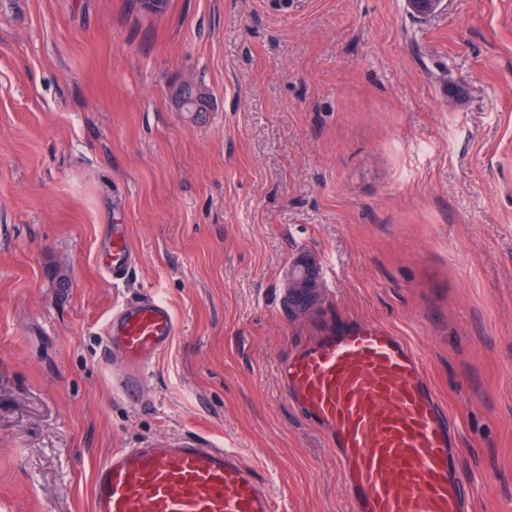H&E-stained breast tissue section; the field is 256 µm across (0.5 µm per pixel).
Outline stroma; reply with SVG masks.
<instances>
[{
    "label": "stroma",
    "instance_id": "obj_1",
    "mask_svg": "<svg viewBox=\"0 0 512 512\" xmlns=\"http://www.w3.org/2000/svg\"><path fill=\"white\" fill-rule=\"evenodd\" d=\"M296 255L333 277L293 318ZM149 294L177 331L132 403L105 327ZM362 320L424 356L472 512H512V0H0V512H92L112 449L183 435L347 512L275 365ZM177 106L181 112H204L205 94L197 87L184 89L178 96ZM109 253L111 260L105 265V270L112 273V277L122 276L129 268L131 256L125 237L119 231L112 234Z\"/></svg>",
    "mask_w": 512,
    "mask_h": 512
}]
</instances>
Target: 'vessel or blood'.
Masks as SVG:
<instances>
[{
	"instance_id": "1",
	"label": "vessel or blood",
	"mask_w": 512,
	"mask_h": 512,
	"mask_svg": "<svg viewBox=\"0 0 512 512\" xmlns=\"http://www.w3.org/2000/svg\"><path fill=\"white\" fill-rule=\"evenodd\" d=\"M106 271L131 263L114 233ZM176 332L174 316L149 296L122 307L105 329L114 380L137 400L154 359ZM286 397L329 437L350 512H469L459 472L458 426L429 383L424 360L405 337L375 321L332 328L276 364ZM266 478L236 450L193 436L116 448L97 465L92 512H278Z\"/></svg>"
}]
</instances>
